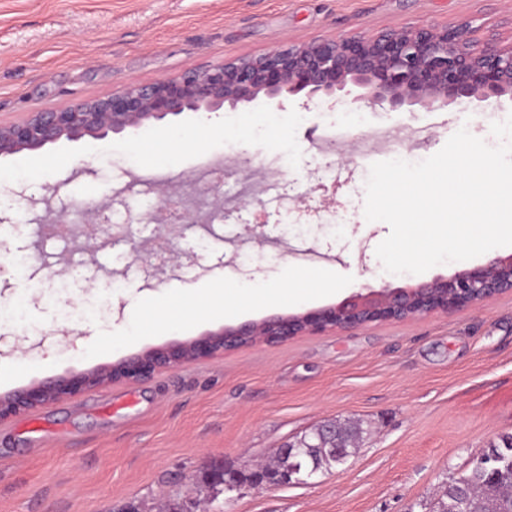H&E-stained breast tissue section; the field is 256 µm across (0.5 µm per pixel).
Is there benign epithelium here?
<instances>
[{
  "mask_svg": "<svg viewBox=\"0 0 512 512\" xmlns=\"http://www.w3.org/2000/svg\"><path fill=\"white\" fill-rule=\"evenodd\" d=\"M352 83L365 89L359 100L388 103L396 109L419 102L445 106L459 98L512 100V43L497 38L478 42L470 22L452 26L403 27L368 37L336 36L199 68L187 75L164 76L149 84L130 85L107 97L86 99L25 118L0 122V156L37 151L61 140L103 139L184 112H215L264 97L277 108L284 98L305 93L331 95ZM172 196L161 187L148 214H161ZM512 292V254L465 267L448 278L392 288L364 287L343 301L316 309L278 314L152 349L107 367L62 376L0 397V420L50 401L74 396L112 382L136 381L162 369L209 359L243 343H272L295 336L346 331L372 323L410 321L435 312H453L488 304ZM249 489L288 484L296 471L274 473L259 462L245 465ZM474 493L450 498L440 512H471Z\"/></svg>",
  "mask_w": 512,
  "mask_h": 512,
  "instance_id": "1",
  "label": "benign epithelium"
}]
</instances>
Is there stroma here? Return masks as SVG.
I'll return each mask as SVG.
<instances>
[{
    "instance_id": "stroma-1",
    "label": "stroma",
    "mask_w": 512,
    "mask_h": 512,
    "mask_svg": "<svg viewBox=\"0 0 512 512\" xmlns=\"http://www.w3.org/2000/svg\"><path fill=\"white\" fill-rule=\"evenodd\" d=\"M477 39H512V0H0V120L58 109L271 47L384 29L452 25ZM330 97L265 99L188 112L109 140L89 137L0 158V396L62 375L110 366L227 325L335 304L362 286L415 285L421 274L384 270L375 250L390 233L364 217L371 164L397 151L431 156L459 128L498 145L491 125L512 115L477 99L440 108ZM336 125V141L323 143ZM186 135L173 143L170 133ZM419 131L421 139L408 135ZM231 169L240 198L271 222L251 238V209L158 227L148 212L158 184L202 185L204 160ZM80 203L111 221L81 235ZM66 212L71 230L47 235ZM179 254L156 257L158 239ZM327 273L335 291L305 283L302 300L244 299L203 320L208 298L176 296L213 279L224 287ZM169 299L171 331L150 334L132 314L150 295ZM26 317L13 319L16 300ZM360 423L363 444L312 481L255 491L205 482L308 435L327 420ZM512 434V294L478 309L341 333L244 346L211 359L115 381L0 421V512H432L443 482L467 472Z\"/></svg>"
}]
</instances>
